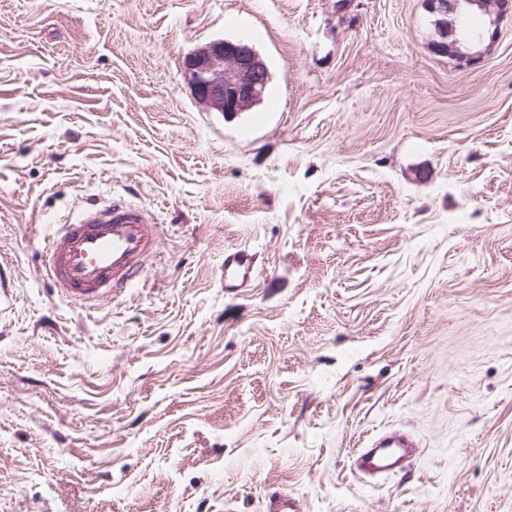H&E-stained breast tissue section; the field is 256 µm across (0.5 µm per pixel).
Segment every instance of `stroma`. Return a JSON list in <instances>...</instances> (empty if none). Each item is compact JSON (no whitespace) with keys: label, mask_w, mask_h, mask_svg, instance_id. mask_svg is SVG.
I'll list each match as a JSON object with an SVG mask.
<instances>
[{"label":"stroma","mask_w":512,"mask_h":512,"mask_svg":"<svg viewBox=\"0 0 512 512\" xmlns=\"http://www.w3.org/2000/svg\"><path fill=\"white\" fill-rule=\"evenodd\" d=\"M426 0H0V512H512V20ZM216 39L262 101L203 109ZM160 227L87 310L39 273L80 208ZM260 274L224 288V251ZM402 429L420 453L363 478ZM429 12L440 17L438 28L440 40L435 43L438 53L448 54L451 48L460 57L465 54L459 49L466 42L479 41L482 34L471 32L466 26L467 17L474 11L489 16L491 22L498 25L500 20L510 14L512 16L511 0H427ZM448 16L451 20L447 23ZM448 38H452L451 47ZM182 67L196 101L226 116L259 104L270 80L266 62L244 41L205 43L184 57ZM418 442L408 433L391 432L369 437L353 455L354 471L363 476L397 475L418 453Z\"/></svg>","instance_id":"stroma-1"}]
</instances>
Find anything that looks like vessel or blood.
Wrapping results in <instances>:
<instances>
[{"label": "vessel or blood", "mask_w": 512, "mask_h": 512, "mask_svg": "<svg viewBox=\"0 0 512 512\" xmlns=\"http://www.w3.org/2000/svg\"><path fill=\"white\" fill-rule=\"evenodd\" d=\"M158 238V227L145 207L122 200L93 205L48 238L43 273L62 296L89 308L137 283L146 260L156 252ZM258 274L251 251H225V290L245 287ZM418 447L404 432L378 434L356 450L353 467L363 476L396 475L416 457Z\"/></svg>", "instance_id": "obj_1"}]
</instances>
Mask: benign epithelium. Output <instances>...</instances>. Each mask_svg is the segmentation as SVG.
I'll return each instance as SVG.
<instances>
[{
    "label": "benign epithelium",
    "mask_w": 512,
    "mask_h": 512,
    "mask_svg": "<svg viewBox=\"0 0 512 512\" xmlns=\"http://www.w3.org/2000/svg\"><path fill=\"white\" fill-rule=\"evenodd\" d=\"M429 12L440 17L435 49L464 56L460 46L482 39L466 26L474 11L498 24L512 15V0H427ZM182 67L196 101L226 116L246 112L260 103L270 80L266 62L244 41L212 40L188 53Z\"/></svg>",
    "instance_id": "obj_1"
}]
</instances>
